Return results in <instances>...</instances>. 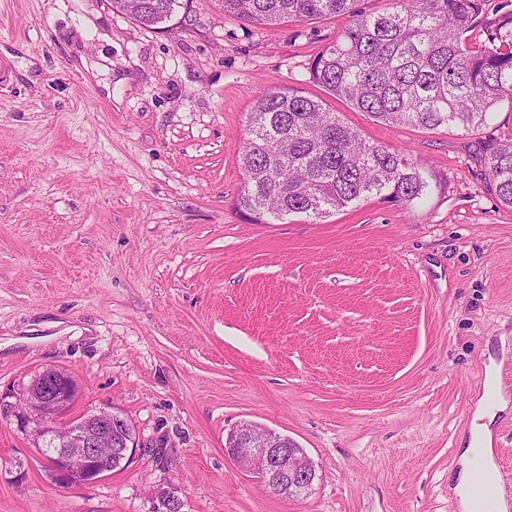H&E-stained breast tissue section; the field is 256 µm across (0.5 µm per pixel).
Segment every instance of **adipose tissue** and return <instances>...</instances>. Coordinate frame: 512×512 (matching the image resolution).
Wrapping results in <instances>:
<instances>
[{
	"label": "adipose tissue",
	"mask_w": 512,
	"mask_h": 512,
	"mask_svg": "<svg viewBox=\"0 0 512 512\" xmlns=\"http://www.w3.org/2000/svg\"><path fill=\"white\" fill-rule=\"evenodd\" d=\"M507 403L502 393L482 394L475 413L478 421L477 426L470 430L469 441L467 443L468 451L462 456V472L457 477V483L454 492L459 500L461 512H474L471 498V473L474 469L473 461L470 456L472 449H484L483 466L486 470H493V455L490 451L492 445V435L489 423L495 420L499 412L505 411Z\"/></svg>",
	"instance_id": "obj_1"
}]
</instances>
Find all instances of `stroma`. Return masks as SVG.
<instances>
[{
	"instance_id": "35a3bbf8",
	"label": "stroma",
	"mask_w": 512,
	"mask_h": 512,
	"mask_svg": "<svg viewBox=\"0 0 512 512\" xmlns=\"http://www.w3.org/2000/svg\"><path fill=\"white\" fill-rule=\"evenodd\" d=\"M345 15L247 25L181 0L160 28L111 0H0V399L48 368L77 417L119 410L127 464L63 488L0 415V512H459L453 491L486 368L509 406L495 474L512 491V208L490 190L487 125L390 127L325 97L310 66ZM108 59L110 82L85 65ZM268 87L326 98L431 176L409 206L326 217L236 208L248 115ZM256 423L304 449V498L224 453Z\"/></svg>"
}]
</instances>
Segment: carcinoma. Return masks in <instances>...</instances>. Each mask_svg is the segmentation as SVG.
Here are the masks:
<instances>
[{"label": "carcinoma", "instance_id": "carcinoma-1", "mask_svg": "<svg viewBox=\"0 0 512 512\" xmlns=\"http://www.w3.org/2000/svg\"><path fill=\"white\" fill-rule=\"evenodd\" d=\"M227 14L277 25L328 15L353 18L313 59L310 78L351 108L389 125L476 131L512 101V10L493 18L484 0H396L365 14L357 0H218ZM180 0H112L146 28L167 21ZM481 28L485 39L469 45ZM237 207L256 224L290 214L320 218L383 190L412 205L430 184L417 163L363 139L298 91L268 88L249 113L239 157ZM494 193L512 207V141L485 155Z\"/></svg>", "mask_w": 512, "mask_h": 512}]
</instances>
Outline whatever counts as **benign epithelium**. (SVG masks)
Returning <instances> with one entry per match:
<instances>
[{
  "instance_id": "benign-epithelium-1",
  "label": "benign epithelium",
  "mask_w": 512,
  "mask_h": 512,
  "mask_svg": "<svg viewBox=\"0 0 512 512\" xmlns=\"http://www.w3.org/2000/svg\"><path fill=\"white\" fill-rule=\"evenodd\" d=\"M75 394L67 373L46 369L9 406L17 423L29 428L33 442L53 445L50 469L53 481L62 486L106 478L112 474V459L125 460L135 443V438L125 435L129 420L112 408L67 417ZM224 452L274 495L293 498L312 490L313 462L293 439L273 429L240 425L228 434Z\"/></svg>"
}]
</instances>
